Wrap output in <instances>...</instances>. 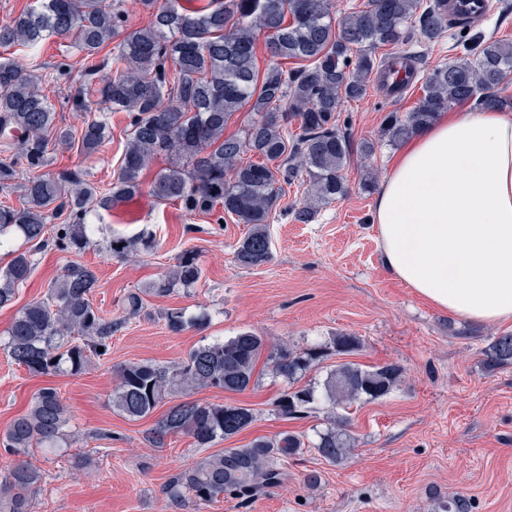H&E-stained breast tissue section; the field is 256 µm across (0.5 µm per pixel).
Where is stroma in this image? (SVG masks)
I'll use <instances>...</instances> for the list:
<instances>
[{
  "instance_id": "35a3bbf8",
  "label": "stroma",
  "mask_w": 512,
  "mask_h": 512,
  "mask_svg": "<svg viewBox=\"0 0 512 512\" xmlns=\"http://www.w3.org/2000/svg\"><path fill=\"white\" fill-rule=\"evenodd\" d=\"M402 51L418 56L419 82L433 66L452 59L455 40L447 37L431 47L413 41ZM0 59L49 69L65 64L64 78L45 92L59 125L80 127V118L65 104L70 86L82 81L83 60L75 48L49 37L32 48L0 47ZM418 82L395 98L371 83L363 99L344 103L343 130L356 142L377 137L385 111H405L415 104ZM128 124L126 113H113L110 141L89 156L75 148H55L50 170L77 167L108 187L118 174ZM167 164L166 156H157L143 173V191L102 214L105 236H150L156 249L131 259L98 246L80 257L99 278L95 306L125 321L112 338L109 361L92 362L79 376H35L0 349V433L44 386L57 388L70 411L69 453L34 448L28 455L43 473L30 512H199L192 503L175 506L163 496L172 474L208 452L241 447L258 437L294 432L311 438L324 429L322 412L306 419L275 414L273 401L284 382L266 371L242 393L195 392V400L243 404L256 413L250 428L215 441L208 450L185 435L153 447L144 439L153 417L131 421L113 412L109 395L118 366L174 362L193 347L246 330L296 348L347 332L363 341L353 361L394 362L403 367L404 377L389 395L352 408L355 451L347 463L331 466L307 453L288 462L283 484L251 503L226 498L200 512H444L459 497L469 501V512H512V365L489 370L480 353L491 338L512 332V321L484 325L454 317L384 269L373 222L375 195L363 187L359 160L345 171L347 195L324 205L312 223L299 224L292 217L304 187H287L270 219L273 259L258 268L234 261L244 225L213 215L190 216L175 202L149 196L147 184ZM190 247L204 270L196 287L147 297L139 315H128L125 297L160 280ZM71 260V254L55 248L36 254L34 272L14 306L0 309V337L6 336L16 308L42 298ZM170 308L191 314L207 310L211 322L203 330L171 333L162 318ZM73 454L90 458L91 467L75 470L69 462ZM312 471L320 482L310 489L304 479Z\"/></svg>"
}]
</instances>
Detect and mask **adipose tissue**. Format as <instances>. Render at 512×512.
I'll return each instance as SVG.
<instances>
[{
  "instance_id": "adipose-tissue-1",
  "label": "adipose tissue",
  "mask_w": 512,
  "mask_h": 512,
  "mask_svg": "<svg viewBox=\"0 0 512 512\" xmlns=\"http://www.w3.org/2000/svg\"><path fill=\"white\" fill-rule=\"evenodd\" d=\"M385 270L436 308L512 320V113L444 112L401 150L374 204Z\"/></svg>"
}]
</instances>
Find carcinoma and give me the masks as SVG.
<instances>
[{"instance_id":"carcinoma-1","label":"carcinoma","mask_w":512,"mask_h":512,"mask_svg":"<svg viewBox=\"0 0 512 512\" xmlns=\"http://www.w3.org/2000/svg\"><path fill=\"white\" fill-rule=\"evenodd\" d=\"M148 15L144 27L131 29L110 52L107 47L126 26L125 0H38L0 26V46L33 47L47 36L69 40L83 54L84 77L94 87L93 105L76 90L70 108L82 118L76 132L55 123L44 86L63 76L59 64L50 72L0 60V192L20 191V206L0 205V250L11 260L0 268V309L10 307L31 277L34 259L13 248L21 239L45 243L47 224L68 213L56 226L53 245L80 255L97 245L98 227L87 221L97 209L140 190L141 177L155 157L168 166L157 172L149 194L158 202L179 203L190 215L211 214L220 207L248 227L234 252L236 263L257 268L272 261L269 218L278 205L282 184L307 186L304 202L293 209L295 222L309 224L321 206L346 195L344 171L354 154L371 160L381 143L412 138L437 115L464 101L502 110L498 89L512 74V42L467 31L461 54L433 67L411 111L386 112L380 138L358 143L340 124L344 103L366 96L371 78L387 72L414 77L412 60L402 55L376 56L382 47L399 48L410 36L431 45L459 27L448 16V0H367L341 20L333 17L334 0H221L213 8L194 0H136ZM266 34L269 65L259 74L256 34ZM290 61L309 65L288 69ZM252 118L241 137L224 136V126L242 110ZM125 112L130 134L120 172L104 189L77 169L45 173L49 145L70 146L91 155L110 135V115ZM153 240L111 238L106 249L117 255L151 250ZM202 277L197 251L185 249L170 272L142 292L127 296L130 314L143 308L142 295L171 294L190 288ZM99 278L91 267L73 262L48 286L45 295L20 308L8 336L0 343L11 360L37 376H78L94 359L108 355L122 322L102 316L91 297ZM167 329L180 333L201 327L208 315H188L181 308L163 313ZM333 350L350 355L358 337L339 333ZM103 351H98V348ZM487 366L512 365V334L494 337L483 350ZM326 357L325 346L297 349L271 343L254 331L192 348L168 364L128 362L116 370L112 410L128 420L163 413L146 430L145 439L162 448L168 438L187 435L198 448L230 439L255 421L253 409L241 405L185 400L193 389L244 392L254 383L258 364L287 382L273 406L278 415L304 419L320 410L331 414L330 426L313 441L288 434L259 437L241 448H226L172 475L166 498L190 500L201 509L227 494L247 503L261 491L279 486L284 465L311 448L325 462L352 456L350 418L353 405L390 394L403 376L396 363L336 364L321 383H301ZM68 410L54 387H43L27 410L0 435V449L15 457L0 479V512H29L31 495L43 480L41 470L25 459L29 450L56 452L70 445Z\"/></svg>"}]
</instances>
